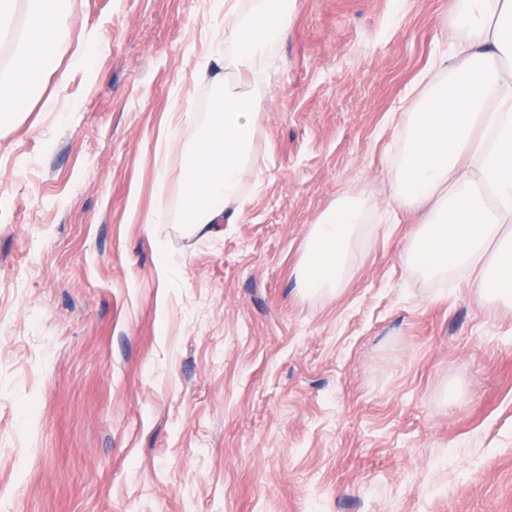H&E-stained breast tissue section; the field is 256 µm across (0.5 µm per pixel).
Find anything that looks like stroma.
Returning a JSON list of instances; mask_svg holds the SVG:
<instances>
[{
    "label": "stroma",
    "mask_w": 512,
    "mask_h": 512,
    "mask_svg": "<svg viewBox=\"0 0 512 512\" xmlns=\"http://www.w3.org/2000/svg\"><path fill=\"white\" fill-rule=\"evenodd\" d=\"M72 2L0 139V512H512V308L408 271L391 190L457 0H288L257 164L206 236L146 218L177 205L168 114H205L234 34L213 0ZM347 193L351 271L303 292ZM365 211L356 200L339 199L321 214L307 237L298 281L309 292H336L342 286L364 228Z\"/></svg>",
    "instance_id": "obj_1"
}]
</instances>
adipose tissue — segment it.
<instances>
[{"label":"adipose tissue","instance_id":"obj_1","mask_svg":"<svg viewBox=\"0 0 512 512\" xmlns=\"http://www.w3.org/2000/svg\"><path fill=\"white\" fill-rule=\"evenodd\" d=\"M240 14L238 0H216L238 39L236 73L261 77L273 40L288 32L289 8L278 0H253ZM68 0H0V133L16 130L62 40ZM442 59L443 78L401 116L405 138L393 171L397 200L423 209L406 251L409 270L440 277L478 269L483 296L512 301V0H463ZM204 120L191 105L177 124L196 126L192 142L171 136L180 151L178 221L191 233H208L224 219L226 203L239 198L253 162L258 97L214 78ZM365 211L355 200H337L307 237L298 271L309 292L340 289L349 271Z\"/></svg>","mask_w":512,"mask_h":512}]
</instances>
